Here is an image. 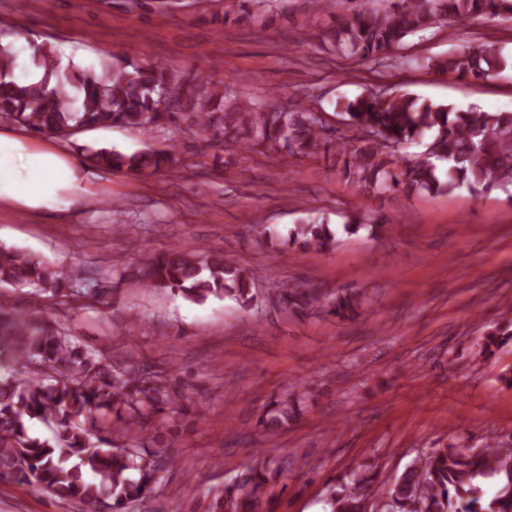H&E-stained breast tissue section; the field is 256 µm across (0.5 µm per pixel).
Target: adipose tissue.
<instances>
[{
  "label": "adipose tissue",
  "mask_w": 512,
  "mask_h": 512,
  "mask_svg": "<svg viewBox=\"0 0 512 512\" xmlns=\"http://www.w3.org/2000/svg\"><path fill=\"white\" fill-rule=\"evenodd\" d=\"M86 193L82 170L64 151L0 132V204L52 216L64 198Z\"/></svg>",
  "instance_id": "obj_1"
}]
</instances>
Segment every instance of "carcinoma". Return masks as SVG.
<instances>
[{"label": "carcinoma", "instance_id": "obj_1", "mask_svg": "<svg viewBox=\"0 0 512 512\" xmlns=\"http://www.w3.org/2000/svg\"><path fill=\"white\" fill-rule=\"evenodd\" d=\"M512 16V0H373L362 2L325 40L348 57L385 64L409 36L425 33L448 19L474 15ZM17 52L0 43V115L33 133L66 138L73 128L113 126L146 128L167 122L158 106L166 99L180 104L185 117L202 131L224 136L240 150L266 148L275 154L312 157L322 152L344 158L343 174L370 193L401 191L473 194L512 187V111L489 112L471 105L423 99L387 89L354 98L340 97L334 109L347 132L328 134L307 111L290 110L274 101L262 104L227 92L211 79H178L164 68L130 57L77 70H63L50 48H39L31 64L44 70L30 83L14 77ZM422 65L440 76L488 80L512 68V57L494 43L468 45L446 56L428 57ZM428 137L426 150L392 166L391 156L408 143ZM92 157L105 168L140 175L153 168H174L176 146L166 151L125 153L99 149ZM344 231L366 229L372 235L386 225L355 213L345 216ZM270 248L327 251L336 231L325 221L303 218L285 237H267ZM141 278L151 288H169L195 304L228 297L251 308L258 273L222 250L203 253L172 248L143 266ZM31 288L63 301L85 292L73 288L68 275L20 249L0 246V286ZM284 310L296 316L322 309L342 320L360 317L363 296L346 290L326 300L315 288L288 284L279 290ZM0 302V352L20 364L21 374L0 379V473L36 484L60 500H78L91 512H124L144 499L156 475L175 463L171 445L144 435L148 424L184 410L187 394L172 375L123 367L110 356L56 327L40 334ZM512 334L494 330L481 352L507 343ZM308 395L302 385L279 393L259 419L266 434L299 419ZM37 419L52 431L42 439L29 430ZM285 465L262 459L236 487L228 509L260 512L263 501L283 477ZM496 477L499 487L485 495L482 480ZM330 499L332 512H369L384 491L383 512H512V448L497 439L476 448H434L414 459L400 474L384 481L368 463L342 476Z\"/></svg>", "mask_w": 512, "mask_h": 512}]
</instances>
